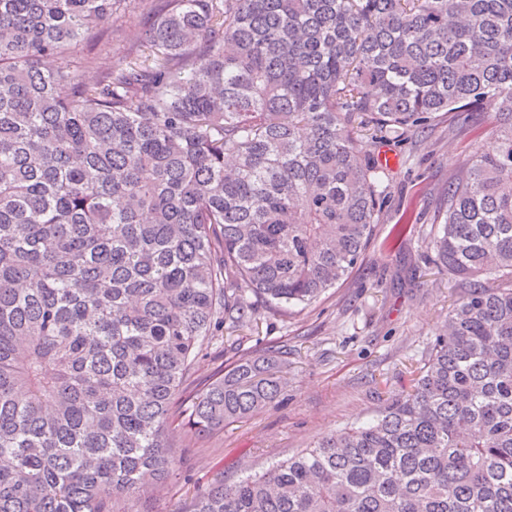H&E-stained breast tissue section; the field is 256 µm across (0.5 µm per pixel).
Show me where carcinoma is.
I'll use <instances>...</instances> for the list:
<instances>
[{
  "mask_svg": "<svg viewBox=\"0 0 512 512\" xmlns=\"http://www.w3.org/2000/svg\"><path fill=\"white\" fill-rule=\"evenodd\" d=\"M0 0V512H138L170 453L275 402L210 343L336 287L379 222L363 136L494 112L431 239L456 298L379 415L190 512H512V0ZM145 23L143 14L138 9L129 7L113 27V40L111 26L109 44L97 58V71L112 69V64L129 48L130 40L143 30Z\"/></svg>",
  "mask_w": 512,
  "mask_h": 512,
  "instance_id": "carcinoma-1",
  "label": "carcinoma"
}]
</instances>
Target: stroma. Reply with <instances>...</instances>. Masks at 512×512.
<instances>
[{
  "instance_id": "stroma-1",
  "label": "stroma",
  "mask_w": 512,
  "mask_h": 512,
  "mask_svg": "<svg viewBox=\"0 0 512 512\" xmlns=\"http://www.w3.org/2000/svg\"><path fill=\"white\" fill-rule=\"evenodd\" d=\"M144 26L142 13L128 8L98 70L111 69ZM494 147L492 115L482 110L439 113L407 142L366 141L368 158L384 165L387 189L361 260L309 305L284 310L253 299L249 325L225 334L192 369L203 385L221 364L272 346L285 362L286 391L251 417L173 449L184 473L155 491L145 512H184L213 479L229 484L265 471L331 432L371 421L408 388L410 369L425 359L454 292L428 256L444 194L465 159Z\"/></svg>"
}]
</instances>
